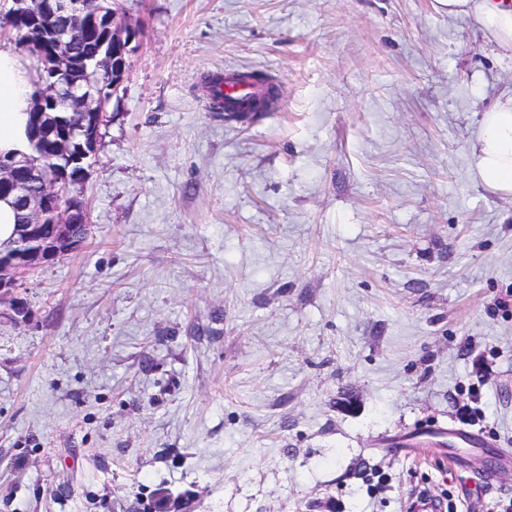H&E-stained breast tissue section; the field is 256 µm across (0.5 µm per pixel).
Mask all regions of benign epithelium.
Here are the masks:
<instances>
[{
  "mask_svg": "<svg viewBox=\"0 0 512 512\" xmlns=\"http://www.w3.org/2000/svg\"><path fill=\"white\" fill-rule=\"evenodd\" d=\"M0 6L7 8L11 18L23 16L27 19L29 28L19 45L25 52L41 50L45 40L51 37L61 41L72 36L69 29L55 32L48 26L47 15L51 12H70L86 27L104 28V50L96 60V67L116 75L113 86L122 82L132 52L131 44L138 35L137 26L102 16L85 0H3ZM58 102L68 112H92L100 119L106 105L104 94L93 95L78 84L73 85ZM43 136L55 141L59 155L68 159L73 157L74 148H83L80 139L86 137V133L83 129L59 132L55 126L47 124L37 130L35 139ZM22 167L33 169L52 195L35 193L29 183L20 180L18 172ZM65 193L67 184L62 171L39 166L30 155H16L0 163V195L21 202L28 215L12 252L0 253V305L9 304L16 316L23 315L16 293L23 287V279L29 269L73 251L70 246L72 229L79 219L77 209L63 202Z\"/></svg>",
  "mask_w": 512,
  "mask_h": 512,
  "instance_id": "1",
  "label": "benign epithelium"
}]
</instances>
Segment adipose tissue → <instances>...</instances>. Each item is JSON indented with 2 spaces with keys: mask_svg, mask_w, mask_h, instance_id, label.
<instances>
[{
  "mask_svg": "<svg viewBox=\"0 0 512 512\" xmlns=\"http://www.w3.org/2000/svg\"><path fill=\"white\" fill-rule=\"evenodd\" d=\"M449 15L473 16L498 53L512 57V7L499 0H441ZM36 84L22 57L0 43V153L27 146L26 130ZM470 141L475 172L495 193L512 197V90L498 95L475 115Z\"/></svg>",
  "mask_w": 512,
  "mask_h": 512,
  "instance_id": "obj_1",
  "label": "adipose tissue"
}]
</instances>
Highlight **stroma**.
Wrapping results in <instances>:
<instances>
[{
    "mask_svg": "<svg viewBox=\"0 0 512 512\" xmlns=\"http://www.w3.org/2000/svg\"><path fill=\"white\" fill-rule=\"evenodd\" d=\"M114 7L91 231L0 312V512L511 503L512 198L468 142L512 58L437 0ZM230 67L267 114L210 111ZM236 73L227 71L222 75H207L202 79L203 87L209 96V107L213 112H224V120L233 119L243 121L256 115L258 112H267L279 98V85L275 83L274 77L261 71H245L240 74L241 78L249 82L251 85L261 89L260 98L254 97V100L248 109L231 110L224 103L234 102L238 104L247 103L254 89L244 83L237 81ZM224 82L220 91L224 93V97L212 93L214 87ZM258 102V103H256ZM444 503L426 489L418 490L403 503V512H444Z\"/></svg>",
    "mask_w": 512,
    "mask_h": 512,
    "instance_id": "obj_1",
    "label": "stroma"
}]
</instances>
